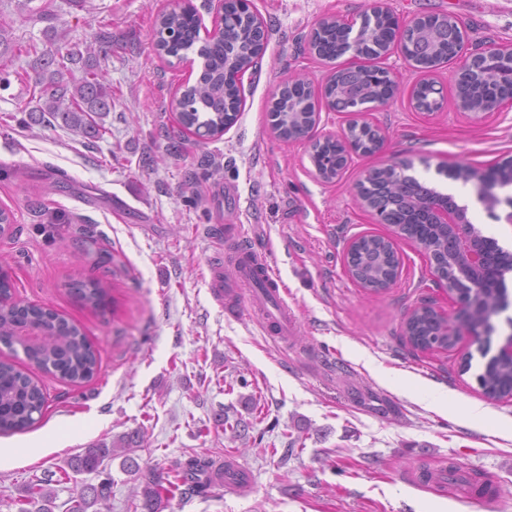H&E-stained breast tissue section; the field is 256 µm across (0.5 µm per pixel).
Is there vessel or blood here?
I'll list each match as a JSON object with an SVG mask.
<instances>
[{"instance_id": "vessel-or-blood-1", "label": "vessel or blood", "mask_w": 512, "mask_h": 512, "mask_svg": "<svg viewBox=\"0 0 512 512\" xmlns=\"http://www.w3.org/2000/svg\"><path fill=\"white\" fill-rule=\"evenodd\" d=\"M213 288V297L223 306L227 317L236 318L241 314V306L237 299L239 288L248 285H262V295L270 304V311L264 312L263 323L272 329L274 335L291 336L297 332V322L288 307L287 301L281 296L278 280L266 257L243 246L237 251V259L231 268H224L221 263L208 267Z\"/></svg>"}]
</instances>
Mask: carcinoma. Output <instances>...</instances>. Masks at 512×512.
I'll use <instances>...</instances> for the list:
<instances>
[{"label": "carcinoma", "instance_id": "1", "mask_svg": "<svg viewBox=\"0 0 512 512\" xmlns=\"http://www.w3.org/2000/svg\"><path fill=\"white\" fill-rule=\"evenodd\" d=\"M34 0H17V10L32 22L52 19L43 5H33ZM393 13L387 9L372 14L364 13L360 20H340L329 17L322 20L323 33L309 43L310 53L321 60L333 61L336 53V24L351 30L360 24L356 38L355 57L361 60H378L386 56L393 46L400 52H408L415 44V34L408 30L400 37H393ZM218 24L222 36L205 43L202 55L205 63L199 77L184 87L180 97L175 99L178 135L193 134L201 140H218L224 131L236 121L245 105L244 87L224 82V71L236 70L246 73L257 67L263 55L261 45L251 36V24L241 16H220ZM156 27L168 32L170 38H162L157 53L160 56L183 60V52L199 42L200 23L190 0L159 14ZM50 47L38 50L32 43L22 46L16 42L12 32L0 27V60L25 50L34 54L32 70L34 87L45 97L43 103L29 109L34 122L53 123L61 121L67 129L93 137L103 136L104 127L93 117L112 111V87L105 83L100 74V59L112 49V33L102 30L95 37V45L80 46L66 41L67 32L50 26L43 31ZM454 57V48L444 43H434L417 55L416 61L424 72L444 65ZM77 68L83 71L79 81L72 83L63 79L64 72ZM379 75L367 83L362 100L367 101L386 91L391 83L390 73L376 66ZM270 110L272 128L285 140L288 135V119L296 123L308 122L317 112L319 100L311 93L292 94L287 90L274 96ZM310 158L316 168L325 173H336V152L329 144L317 143L311 146ZM386 219L392 221L395 233L423 247L434 258L437 267L434 276L453 280L448 269V255L452 244L448 228L439 224H425L417 221L421 213L414 212L403 197L394 194L383 203ZM487 268L484 276L485 287L477 292V306L470 320L480 319L483 314L496 312L504 289L497 287L501 272L498 265ZM76 293L80 300L90 306L101 305L106 288L99 280L90 279L78 284ZM455 332H448V322L429 310H416L405 322V333L416 346L425 349L433 347L452 349L460 339L459 333L467 324L454 321ZM0 343L18 346L26 360L48 375L82 384L92 380L99 371V358L84 331L76 324L56 312L39 305L12 301L9 307H0ZM484 395L492 400L512 397V359L505 357L488 358L483 373L478 375ZM46 395L44 385L23 372L14 363L0 360V432L24 431L34 426L43 416ZM144 435L128 433L112 443L110 448H87L68 463L76 473L102 474L104 462L115 457L122 458L123 470L133 473L143 483L144 512H161L163 494L169 488L180 491L185 498L199 496L207 491L215 478H224L225 468L215 465L207 456L192 455L176 476V482L164 486L165 479L152 468H141L135 454L144 447ZM112 479L107 476L98 484H87L75 495L63 502L64 512H89V509L110 499ZM53 492L40 479H33L26 485L25 494L17 500L19 512H53Z\"/></svg>", "mask_w": 512, "mask_h": 512}]
</instances>
